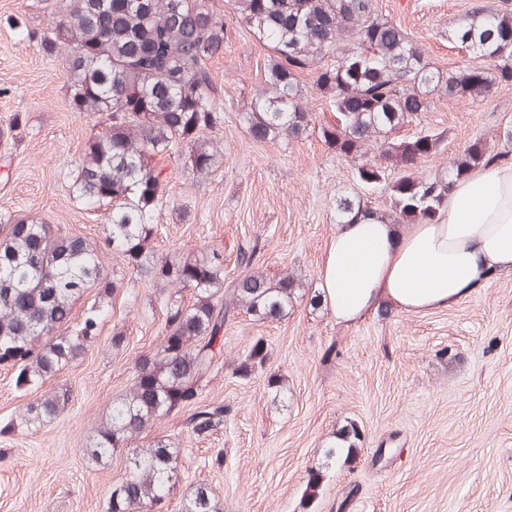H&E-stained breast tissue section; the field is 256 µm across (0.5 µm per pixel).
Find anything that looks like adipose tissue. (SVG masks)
Masks as SVG:
<instances>
[{"label": "adipose tissue", "mask_w": 512, "mask_h": 512, "mask_svg": "<svg viewBox=\"0 0 512 512\" xmlns=\"http://www.w3.org/2000/svg\"><path fill=\"white\" fill-rule=\"evenodd\" d=\"M503 272H512L511 161L458 178L437 223L338 225L320 289L350 325L383 302L413 314L452 306Z\"/></svg>", "instance_id": "obj_1"}]
</instances>
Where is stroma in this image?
<instances>
[{
  "mask_svg": "<svg viewBox=\"0 0 512 512\" xmlns=\"http://www.w3.org/2000/svg\"><path fill=\"white\" fill-rule=\"evenodd\" d=\"M440 66L468 61L446 31L471 0H377ZM41 30L54 16L41 0H0V129L22 116L20 140L0 139V215L35 217L94 240L106 233L104 210H88L70 191V170L85 149L94 117L72 111L65 62L49 59L17 36L14 21ZM267 48L234 18L224 49L210 62L220 89L224 167L199 181L175 153L159 160L168 206L156 212L159 254L216 248L224 277L234 279L246 239L264 243L267 273L301 271L319 286L335 200L362 192L353 165L318 135L291 144L260 143L239 114L261 86ZM512 124V86L488 100L442 98L420 123L401 128L445 132L431 176L480 139L491 152L512 154L498 137ZM139 282L112 296L96 343L57 378L71 391L65 412L37 431L0 434V512H105L128 465L118 455L90 462L83 448L112 400L131 382L135 360L164 335L161 302ZM126 335L112 346V328ZM264 339L270 359L248 379L225 360L244 357ZM225 360L209 370L204 396L224 402V427L206 437L187 430L184 414L164 420L156 437L179 444L180 484L163 512H179L182 493L204 482L224 512H512V273L445 309L408 314L381 305L363 320L336 322L325 307L296 305L280 320L240 315L224 333ZM286 380L280 397L270 374ZM355 422L361 449L349 463L325 466L336 429ZM326 467L318 499L304 503L310 469Z\"/></svg>",
  "mask_w": 512,
  "mask_h": 512,
  "instance_id": "obj_1",
  "label": "stroma"
}]
</instances>
